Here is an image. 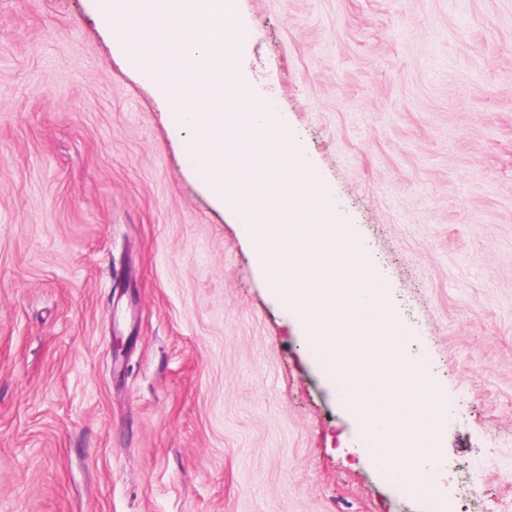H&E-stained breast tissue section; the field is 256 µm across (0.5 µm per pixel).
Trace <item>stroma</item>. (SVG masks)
I'll use <instances>...</instances> for the list:
<instances>
[{"instance_id":"stroma-1","label":"stroma","mask_w":512,"mask_h":512,"mask_svg":"<svg viewBox=\"0 0 512 512\" xmlns=\"http://www.w3.org/2000/svg\"><path fill=\"white\" fill-rule=\"evenodd\" d=\"M453 412L445 512H512V0H235ZM91 0H0V512H425Z\"/></svg>"}]
</instances>
